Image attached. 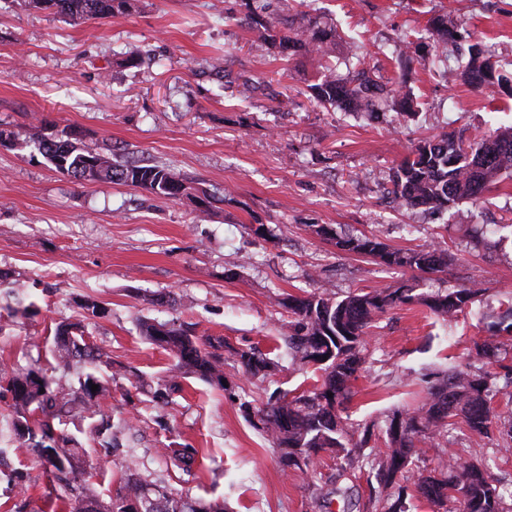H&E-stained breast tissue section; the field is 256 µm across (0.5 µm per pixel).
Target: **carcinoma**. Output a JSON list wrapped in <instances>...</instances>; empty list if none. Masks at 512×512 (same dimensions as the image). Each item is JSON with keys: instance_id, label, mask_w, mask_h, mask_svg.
I'll return each mask as SVG.
<instances>
[{"instance_id": "carcinoma-1", "label": "carcinoma", "mask_w": 512, "mask_h": 512, "mask_svg": "<svg viewBox=\"0 0 512 512\" xmlns=\"http://www.w3.org/2000/svg\"><path fill=\"white\" fill-rule=\"evenodd\" d=\"M28 5L79 24L89 20L127 17L137 12L139 0H28ZM251 24L270 52L293 60L318 57L324 60L308 85L318 105L343 112L375 115L382 105L402 116L415 113L416 101L406 91V80L387 86L378 83L365 62H354L336 43V26L321 16L297 11L280 20L272 12V0L247 3ZM433 42L431 64L448 66V52L462 59L458 65L462 84L492 95L502 92V81L512 73L493 60L481 40L461 30L447 16L429 20ZM396 45L392 59L408 75L412 56ZM29 144L60 175L84 184L133 186L163 199L187 198L201 211L208 210L212 194L201 183L180 177L161 164L120 156L111 149L82 144L69 129L48 135L38 127ZM512 174V127L477 133L468 138L444 133L415 144L391 175L393 202L402 207L447 209L461 201L478 202L499 186L503 174ZM316 235L334 241L336 249L354 253L392 269L440 273L454 256L440 241L416 248H392L379 236L343 235L327 224H311ZM0 288L9 300L0 304V320L27 313L32 303L18 290V283L0 275ZM483 289L477 284L433 288L415 293L411 286L370 292L350 291L338 299L330 293L286 294L277 299L288 313L280 328L288 354L321 371L315 383L302 389H274L260 407L240 403L244 419L279 449L282 471L317 479L318 461L327 454L340 460L341 473L369 472L378 487L371 489L364 512H409L414 497L442 509L450 503L458 512H508L486 459L477 453L453 455L433 470L415 464L426 445L447 440L450 426L461 421L469 432L489 438L493 432L504 444L512 442V417L501 418L492 401L501 392L497 381L512 380V295L500 301L498 315L484 322L486 335L472 340L470 359L482 367L474 371H430L421 374L424 396L412 407L395 409L385 416L381 432L376 424L348 422V404L356 392L351 382L366 361L369 331L375 318L391 309L420 304L430 314L451 320L474 304ZM81 320H61L54 328L53 363L24 370L0 371V396L11 399L5 445L18 443L29 449L33 465L48 473L60 490L64 512H224V502L206 500L169 488L141 472L132 458L118 488L103 495L91 479L110 464L112 449L119 447L108 398L109 382L125 377L142 390L144 375L119 366L105 372L112 360L101 348L86 343L83 321L104 316L105 308L94 301L81 304ZM139 335L167 350L172 358L167 374L149 391L151 401L165 403L192 377L210 385H222L224 367L234 364L253 379H267L278 361L256 346L226 349L224 337L198 333L188 322H138ZM493 363L497 370L483 368ZM98 389L91 390V385ZM74 430H68V425ZM97 446L96 464L86 459L81 436ZM171 465L192 473L199 450L190 444L159 449ZM14 503L8 512H28L26 490L30 473L10 475Z\"/></svg>"}]
</instances>
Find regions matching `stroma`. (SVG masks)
Wrapping results in <instances>:
<instances>
[{"instance_id":"1","label":"stroma","mask_w":512,"mask_h":512,"mask_svg":"<svg viewBox=\"0 0 512 512\" xmlns=\"http://www.w3.org/2000/svg\"><path fill=\"white\" fill-rule=\"evenodd\" d=\"M303 1L311 14L335 21L345 52L386 78L398 75L391 44L413 35L414 118L365 119L315 106L307 86L318 61L270 57L245 20L244 0H143L135 16L76 26L24 0H0V128L17 141L0 148V270L12 271L34 303L32 315L0 327V369L46 361L56 322L77 319L79 302L89 299L106 310L86 323L91 341L150 384L170 358L140 338L143 318L194 322L235 348H277L269 385L292 390L318 372L282 348L279 295L342 296L411 279L423 288L474 282L484 294L449 322L417 305L380 317L353 383L352 421H378L418 403L414 378L422 369L468 368L479 313H496L512 292V178L479 205L426 211L392 206L390 175L420 138L512 124L502 98L429 68L425 31L431 17L450 16L497 60L512 61V0ZM129 50L141 63L127 62ZM219 55L220 78L210 68ZM156 57L164 67L153 65ZM42 124L71 127L85 145L167 165L228 197L203 213L186 199L68 180L27 145ZM256 220L273 237L250 231ZM314 224L374 233L404 249L440 233L458 259L432 279L392 270L338 251L311 233ZM479 235L485 245H476ZM160 292L170 302L152 304ZM224 376L223 388L188 379L158 406L114 379L112 418H134L135 429L120 435L111 480L136 456L171 488L223 499L226 512H359L370 493L366 475H338L323 459V490L332 496L324 506L302 479L283 474L277 450L244 420L241 401L260 405L264 386L230 367ZM170 443L199 449L195 477L165 468L156 450Z\"/></svg>"}]
</instances>
